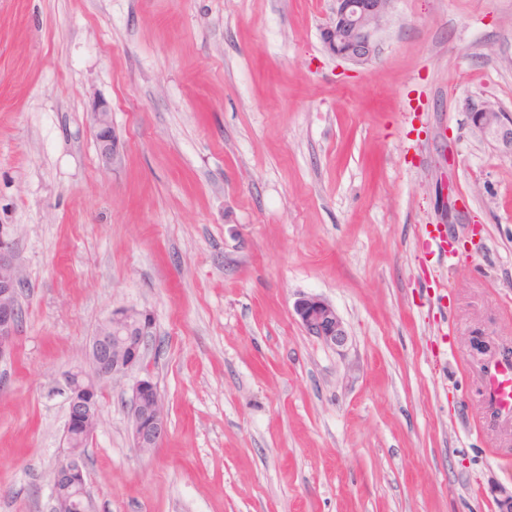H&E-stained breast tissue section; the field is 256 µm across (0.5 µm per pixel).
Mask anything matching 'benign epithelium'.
<instances>
[{"label": "benign epithelium", "mask_w": 512, "mask_h": 512, "mask_svg": "<svg viewBox=\"0 0 512 512\" xmlns=\"http://www.w3.org/2000/svg\"><path fill=\"white\" fill-rule=\"evenodd\" d=\"M391 0H333L332 21L324 33L329 51L337 58L363 64L375 54L372 40L386 16ZM91 121L98 154L105 169L120 161V140L112 127V113L104 100L91 105ZM474 126L494 131L512 145V119L491 106L472 113ZM18 240L0 233V360L12 355L18 334V291L23 285ZM294 313L304 332L331 347H342L348 333L333 305L318 295H304L294 303ZM154 319L147 310L117 307L92 337L86 359L89 369L71 368L60 373L67 393L64 426L66 448L54 470L53 512H70L72 499L86 496L82 448L101 422L98 395L142 366L153 336ZM128 421L133 446L145 455L161 447L168 433V412L157 385L149 377L130 386Z\"/></svg>", "instance_id": "7a95c632"}]
</instances>
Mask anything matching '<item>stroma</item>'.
<instances>
[{"instance_id": "stroma-1", "label": "stroma", "mask_w": 512, "mask_h": 512, "mask_svg": "<svg viewBox=\"0 0 512 512\" xmlns=\"http://www.w3.org/2000/svg\"><path fill=\"white\" fill-rule=\"evenodd\" d=\"M331 0H0V231L25 282L0 362V512H52L62 370L116 307L149 311L140 376L86 448L94 512H498L512 416V0H393L357 66ZM122 145L98 160L90 106ZM439 225L456 265L419 239ZM316 294L348 331L307 336ZM474 126L481 132L495 131L500 134L507 143L512 145V118L510 120L491 106H485L476 112H472ZM294 313L304 332L331 347H343L348 333L333 305L318 295H303L294 303ZM489 391L500 410L512 414V362L500 364L489 380ZM128 421L134 448L154 454L168 433V412L150 377L137 378L130 386Z\"/></svg>"}]
</instances>
